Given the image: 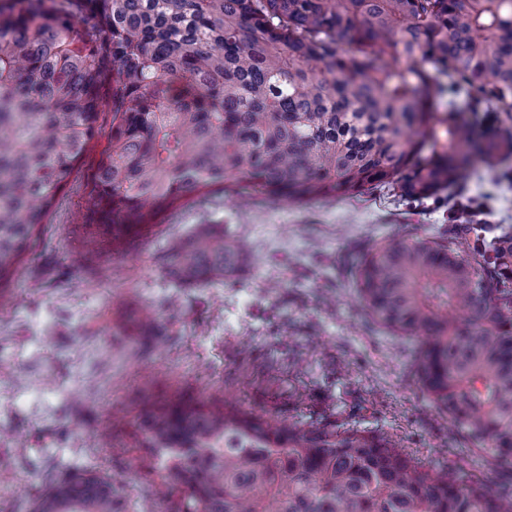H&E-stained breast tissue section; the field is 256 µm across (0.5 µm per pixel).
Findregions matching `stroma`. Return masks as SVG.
Returning <instances> with one entry per match:
<instances>
[{"label":"stroma","mask_w":512,"mask_h":512,"mask_svg":"<svg viewBox=\"0 0 512 512\" xmlns=\"http://www.w3.org/2000/svg\"><path fill=\"white\" fill-rule=\"evenodd\" d=\"M106 145L92 142L0 302V512H33L52 481L88 470L112 480L122 512H167L133 437L137 391L149 383L386 431L428 468L463 458L489 475L486 455L426 401L409 346L370 323L352 271L387 238L448 234L464 207L472 223L512 226V158L475 163L460 187L420 200L382 188L303 205L227 196L180 208L90 267L84 197ZM199 224L247 240L251 258L180 288L167 240ZM104 429L111 444L98 440Z\"/></svg>","instance_id":"35a3bbf8"}]
</instances>
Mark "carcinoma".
Here are the masks:
<instances>
[{
  "instance_id": "1",
  "label": "carcinoma",
  "mask_w": 512,
  "mask_h": 512,
  "mask_svg": "<svg viewBox=\"0 0 512 512\" xmlns=\"http://www.w3.org/2000/svg\"><path fill=\"white\" fill-rule=\"evenodd\" d=\"M462 94L465 106L440 100ZM112 113L85 195L82 254L174 210L247 192L303 204L373 186L428 198L512 156V0H0V299ZM246 244L174 236L179 287ZM359 302L411 346L431 407L512 475V227L483 244L398 236L359 254ZM141 460L170 512H512L460 459L435 472L388 433L287 421L176 390L140 392ZM94 471L33 512H120Z\"/></svg>"
}]
</instances>
